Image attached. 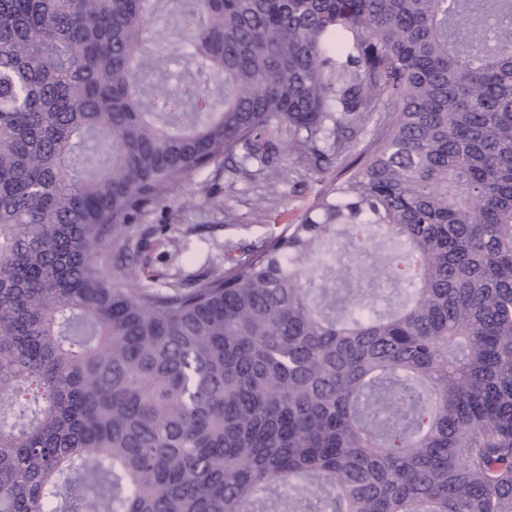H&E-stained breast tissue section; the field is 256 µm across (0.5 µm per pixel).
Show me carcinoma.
I'll return each mask as SVG.
<instances>
[{
  "instance_id": "1",
  "label": "carcinoma",
  "mask_w": 512,
  "mask_h": 512,
  "mask_svg": "<svg viewBox=\"0 0 512 512\" xmlns=\"http://www.w3.org/2000/svg\"><path fill=\"white\" fill-rule=\"evenodd\" d=\"M158 2L0 0V512H512V0H190L146 86ZM283 143L336 169L300 223L149 265L142 216ZM341 224L403 307L312 302Z\"/></svg>"
}]
</instances>
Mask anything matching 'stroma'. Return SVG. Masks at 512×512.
<instances>
[{
    "label": "stroma",
    "instance_id": "35a3bbf8",
    "mask_svg": "<svg viewBox=\"0 0 512 512\" xmlns=\"http://www.w3.org/2000/svg\"><path fill=\"white\" fill-rule=\"evenodd\" d=\"M283 177L276 187L238 176L228 163H220L195 176L171 197L143 218L147 224H182L194 232L178 244L159 243L152 256L157 269H164L167 254L181 249L194 256L184 265L193 273L205 261L222 262L225 256L241 254L265 236L268 227L260 223L256 202L266 197L272 221L299 223L310 212L329 177L299 169L290 157L281 160Z\"/></svg>",
    "mask_w": 512,
    "mask_h": 512
}]
</instances>
